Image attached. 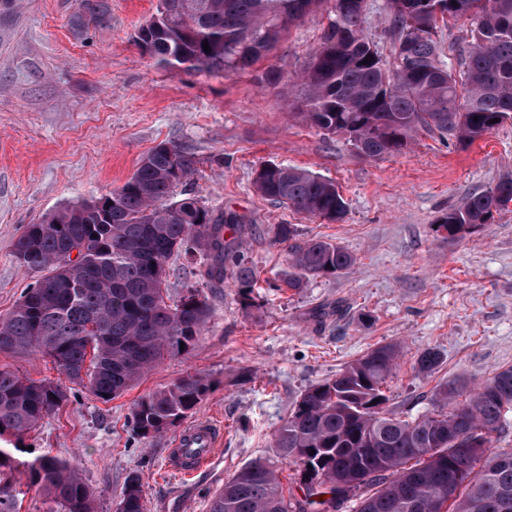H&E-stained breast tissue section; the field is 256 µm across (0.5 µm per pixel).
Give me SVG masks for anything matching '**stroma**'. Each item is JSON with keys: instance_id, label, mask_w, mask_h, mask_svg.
Here are the masks:
<instances>
[{"instance_id": "1", "label": "stroma", "mask_w": 512, "mask_h": 512, "mask_svg": "<svg viewBox=\"0 0 512 512\" xmlns=\"http://www.w3.org/2000/svg\"><path fill=\"white\" fill-rule=\"evenodd\" d=\"M157 7L108 0L110 19L99 24L77 21L75 0H0V317L34 281L12 255L26 225L112 192L167 142L198 161L188 192L244 216L224 237L243 240L257 276L249 301L229 279L208 289L211 317L190 352L165 356L108 402L75 388L26 436L35 452L77 464L97 512H115L132 474L147 512H207L213 493L257 458L276 469L285 496L297 493L299 468L279 457L276 431L304 389L372 347H401L385 391L388 409L405 418L430 411L440 383L473 387L512 365V211L457 239L435 226L448 207L512 175V120L470 145L422 132L403 153L370 159L289 116L286 84L319 42L327 0L275 50L228 75L173 72L143 53L135 36ZM268 163L335 181L343 221L261 197L253 178ZM279 224L337 243L355 266L298 292L276 290L288 272L273 241ZM428 348L441 363L424 374L416 360ZM189 372L210 381L197 413L222 420L224 435L209 469L182 479L166 470L178 428L143 438L131 420L138 400Z\"/></svg>"}]
</instances>
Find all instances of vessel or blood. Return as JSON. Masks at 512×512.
Returning <instances> with one entry per match:
<instances>
[{
    "instance_id": "b4317fda",
    "label": "vessel or blood",
    "mask_w": 512,
    "mask_h": 512,
    "mask_svg": "<svg viewBox=\"0 0 512 512\" xmlns=\"http://www.w3.org/2000/svg\"><path fill=\"white\" fill-rule=\"evenodd\" d=\"M222 434L221 421L211 417L188 424L168 450V471L192 476L203 470L214 460Z\"/></svg>"
}]
</instances>
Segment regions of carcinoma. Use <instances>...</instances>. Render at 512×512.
<instances>
[{"label": "carcinoma", "mask_w": 512, "mask_h": 512, "mask_svg": "<svg viewBox=\"0 0 512 512\" xmlns=\"http://www.w3.org/2000/svg\"><path fill=\"white\" fill-rule=\"evenodd\" d=\"M321 0H159L137 35L141 49L171 70H243L276 46ZM77 18L109 16L105 0H77ZM390 54L373 57L360 0H333L328 23L289 94L292 118L329 135H343L364 156L402 153L425 131L472 144L512 119V0H384ZM471 20L459 70L448 69L439 22ZM208 42L210 52L203 50ZM371 61L363 63L364 58ZM497 122H492V119ZM196 173L195 157L160 144L118 189L68 206L29 224L13 257L35 281L0 318V354L35 352L48 358L63 383L24 378L0 366V512H15L22 468L27 487L53 504L52 512H96L77 465L49 452L18 454L26 434L69 397L68 384L101 400L125 393L165 355L189 352L205 328L209 297L186 289L169 305L172 258L201 257L208 280H222L226 262L244 299L254 274L242 242L224 239V225L244 218L214 212L178 186ZM262 197L297 213L339 222L346 201L336 183L299 168L269 163L253 179ZM512 204V175L448 209L439 227L462 238L494 223ZM274 242L286 248L283 283L297 290L311 279L340 276L355 264L339 245L299 241L293 224H279ZM395 345L376 346L305 389L278 429L274 447L300 467L299 499L284 497L275 470L258 459L238 471L210 500L209 512H512V464L476 463L512 411V366L497 369L466 391L446 382L433 410L408 421L386 408L383 388L398 358ZM440 363L433 349L417 359L422 372ZM209 381L188 373L173 386L143 397L133 411L141 435H160L195 413ZM116 512H146L139 477H128Z\"/></svg>", "instance_id": "obj_1"}]
</instances>
